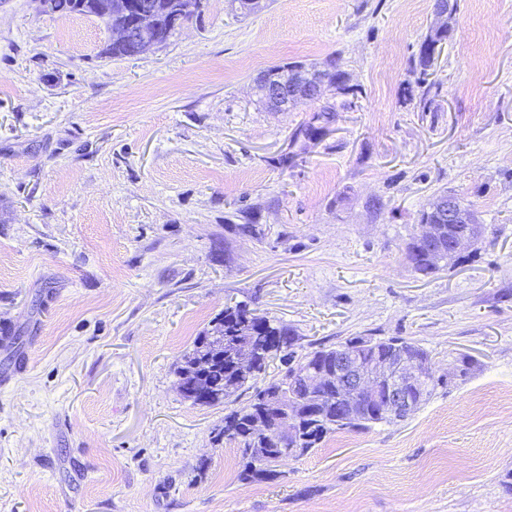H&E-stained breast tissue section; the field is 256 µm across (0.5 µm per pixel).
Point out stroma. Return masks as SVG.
Wrapping results in <instances>:
<instances>
[{
    "instance_id": "stroma-1",
    "label": "stroma",
    "mask_w": 512,
    "mask_h": 512,
    "mask_svg": "<svg viewBox=\"0 0 512 512\" xmlns=\"http://www.w3.org/2000/svg\"><path fill=\"white\" fill-rule=\"evenodd\" d=\"M202 0L138 57L94 17L0 0V512H512V0ZM338 58L352 93L285 112L253 80ZM324 100V101H325ZM485 236L407 247L439 192ZM298 351L399 337L467 376L410 418L243 481L178 368L225 304ZM435 18L438 25L435 29H442L448 26V1L438 0V7L435 11ZM449 29L432 30L422 41V45L426 47L424 50H419L416 66L420 68V74L426 75L427 70L433 66L435 60L442 52V47L448 39ZM416 67V68H417Z\"/></svg>"
}]
</instances>
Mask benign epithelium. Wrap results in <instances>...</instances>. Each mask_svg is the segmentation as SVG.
<instances>
[{
	"mask_svg": "<svg viewBox=\"0 0 512 512\" xmlns=\"http://www.w3.org/2000/svg\"><path fill=\"white\" fill-rule=\"evenodd\" d=\"M200 0H172L169 20L176 27L183 25L184 15ZM106 12L116 18L109 29L110 42L129 49L132 56H140L162 44L161 35L153 26V3L150 0H103ZM327 75L303 68L282 69L260 74L255 86L267 101V108L284 112L301 101H313L326 84ZM431 211L440 220L461 225L460 230L448 236V258L458 257L477 244L484 233L476 219V211L453 198L438 197L431 203ZM439 376L430 361H422L403 348L373 360H363L353 353H341L331 367L307 368L293 374L301 381L313 406L314 415L325 417L331 411L326 392L339 390L338 400L348 414H355L366 403L376 402L395 420H405L417 409L419 397L415 392L423 388V381ZM303 403L268 404L258 420L261 431L273 436L280 445L293 446Z\"/></svg>",
	"mask_w": 512,
	"mask_h": 512,
	"instance_id": "7a95c632",
	"label": "benign epithelium"
}]
</instances>
